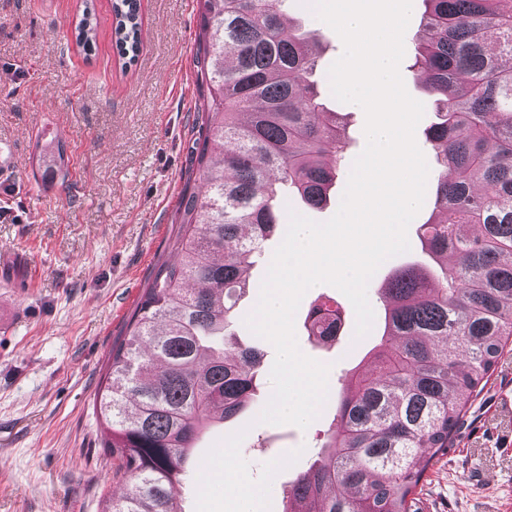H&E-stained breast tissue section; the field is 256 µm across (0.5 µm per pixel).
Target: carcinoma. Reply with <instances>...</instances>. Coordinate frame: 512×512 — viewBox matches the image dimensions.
<instances>
[{
	"mask_svg": "<svg viewBox=\"0 0 512 512\" xmlns=\"http://www.w3.org/2000/svg\"><path fill=\"white\" fill-rule=\"evenodd\" d=\"M285 0H199L197 77L211 96L195 159L205 190L186 186L177 263L143 284L112 345L97 407L101 448L131 482L104 512H179L193 449L260 385L259 356L235 341L234 308L256 295L254 258L292 198L327 204L351 166L344 122L311 77L321 43L283 24ZM413 74L436 114L434 216L419 238L438 266L398 267L380 290V342L368 372L336 392L337 423L278 512H421L427 467L446 454L512 340V0H421ZM85 5L78 45L96 43ZM112 41L140 52L138 0H112ZM339 308L315 304L308 336L339 335Z\"/></svg>",
	"mask_w": 512,
	"mask_h": 512,
	"instance_id": "obj_1",
	"label": "carcinoma"
}]
</instances>
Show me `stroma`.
Returning <instances> with one entry per match:
<instances>
[{"label":"stroma","mask_w":512,"mask_h":512,"mask_svg":"<svg viewBox=\"0 0 512 512\" xmlns=\"http://www.w3.org/2000/svg\"><path fill=\"white\" fill-rule=\"evenodd\" d=\"M81 0H0V144L13 148L0 178V512H102L125 492L119 460L105 456L96 410L112 343L123 331L145 279L177 258L175 210L199 135L198 113L210 103L196 83L199 0H140L142 48L124 65L112 44L111 0H94L100 18L92 52L72 35ZM288 20L317 33L323 47L314 75L326 111L345 114L352 155L365 147L364 113L337 101L326 81L342 52L340 37L309 0H287ZM66 148L56 173L39 151ZM409 252L386 260L369 282L372 309L394 268L428 263L418 226ZM345 314L335 342L309 338L305 320L319 300ZM255 300L238 301L242 347L263 356L262 387L237 416L215 423L196 456L242 430L240 453L259 479L265 463L293 450L300 458L275 475L282 496L306 469L336 413L326 402L307 428L258 422L273 390L275 350L253 335L245 317ZM349 299L324 284L304 295L295 317L301 351L330 364L329 391L367 367L376 334L355 336ZM423 512H512V343L465 414L448 453L425 475Z\"/></svg>","instance_id":"1"}]
</instances>
